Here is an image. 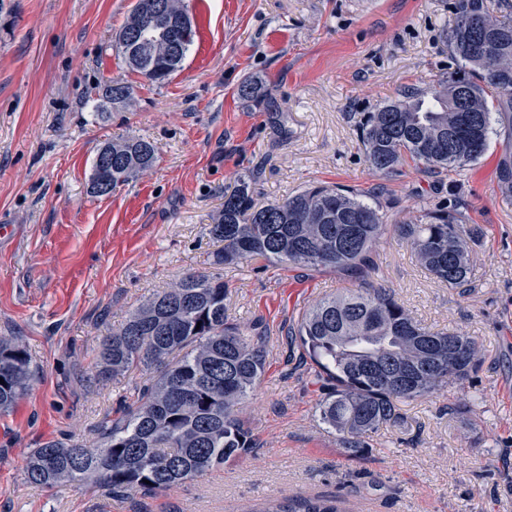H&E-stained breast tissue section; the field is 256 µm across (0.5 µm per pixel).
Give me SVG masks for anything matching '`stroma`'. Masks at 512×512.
<instances>
[{
  "mask_svg": "<svg viewBox=\"0 0 512 512\" xmlns=\"http://www.w3.org/2000/svg\"><path fill=\"white\" fill-rule=\"evenodd\" d=\"M195 27L161 86L115 49L135 0H0V336L22 338L30 389L0 414V512H257L270 499H337L345 512H512V193L499 182L512 124L494 115L489 147L437 178L383 175L355 122L404 88L456 68L445 34L456 0H185ZM257 76L281 106L262 112L237 86ZM131 83L132 102L99 115L96 87ZM153 143L155 167L112 193L90 191L97 149L118 136ZM251 182L257 205L308 184L390 200L396 219L424 205L462 211L471 286L430 275L398 237L374 280L423 326L476 339L470 376L401 400L398 417L349 457L316 406L331 389L289 329L340 275L256 259L225 266L229 322L256 325L265 372L246 409L252 452L151 493L105 496L35 487L29 453L52 439L93 444L97 423L141 381L96 378L98 342L146 297L212 272V215Z\"/></svg>",
  "mask_w": 512,
  "mask_h": 512,
  "instance_id": "35a3bbf8",
  "label": "stroma"
}]
</instances>
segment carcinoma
Masks as SVG:
<instances>
[{"instance_id":"cac0c4a2","label":"carcinoma","mask_w":512,"mask_h":512,"mask_svg":"<svg viewBox=\"0 0 512 512\" xmlns=\"http://www.w3.org/2000/svg\"><path fill=\"white\" fill-rule=\"evenodd\" d=\"M446 35L456 71L367 113L357 130L367 163L393 173L407 162L442 175L473 165L485 153L492 114L512 112V15L491 14L485 0H456ZM180 57L163 60L168 19L140 31L132 51L118 49L131 71L162 84L182 65L193 43L192 20ZM467 94L460 104V92ZM237 96L263 112L280 107L258 76L244 78ZM126 167L112 173V188L153 168L155 146L142 138L108 142ZM392 203H367L344 187L312 184L302 192L257 207L249 181L224 193L211 234L223 243L212 264L223 267L262 258L336 272L358 283L304 311L291 335L332 388L318 405L350 457L364 438L397 418L395 401L436 394L467 378L478 343L455 331L432 332L417 323L385 288L374 286L373 252L385 235L406 240L418 262L450 288L471 285L469 241L463 213L423 209L390 223ZM226 288L218 274H188L135 309L100 342L98 377L119 381L148 371L132 402L98 424L99 445L50 440L34 449L25 474L37 486L86 485L107 495L152 491L200 478L248 454L253 443L243 407L266 365L262 337L227 321ZM469 345L448 368V343ZM28 352L17 337H0V413L29 389ZM261 512H341L336 501L295 497L272 500Z\"/></svg>"}]
</instances>
